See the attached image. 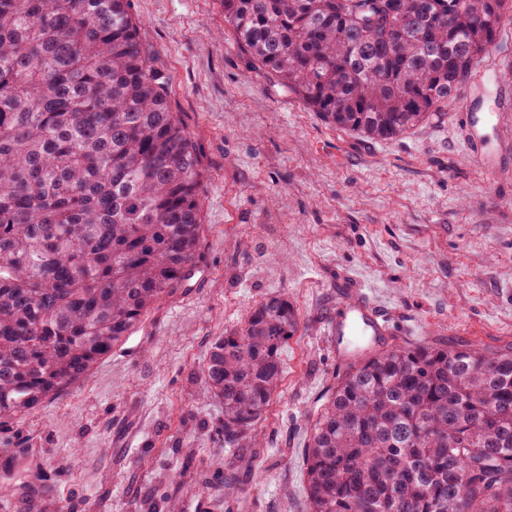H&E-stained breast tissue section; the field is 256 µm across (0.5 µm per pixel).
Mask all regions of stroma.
<instances>
[{
  "label": "stroma",
  "mask_w": 512,
  "mask_h": 512,
  "mask_svg": "<svg viewBox=\"0 0 512 512\" xmlns=\"http://www.w3.org/2000/svg\"><path fill=\"white\" fill-rule=\"evenodd\" d=\"M202 154V270L79 380L0 419V499L22 512H307L305 448L347 370L326 317L357 274L389 345L512 348V158L472 166L467 113L512 140V24L447 112L387 139L336 127L255 73L221 0H131ZM287 293L300 318L260 445H224L202 374L212 342ZM244 487L245 502L226 495Z\"/></svg>",
  "instance_id": "1"
}]
</instances>
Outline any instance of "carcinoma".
<instances>
[{
    "label": "carcinoma",
    "instance_id": "cac0c4a2",
    "mask_svg": "<svg viewBox=\"0 0 512 512\" xmlns=\"http://www.w3.org/2000/svg\"><path fill=\"white\" fill-rule=\"evenodd\" d=\"M240 49L372 139L445 112L512 0H222ZM201 151L130 0H0V418L57 396L198 263ZM299 328L264 298L204 367L224 447L255 429ZM308 512H512V352L395 346L352 364L310 432Z\"/></svg>",
    "mask_w": 512,
    "mask_h": 512
}]
</instances>
